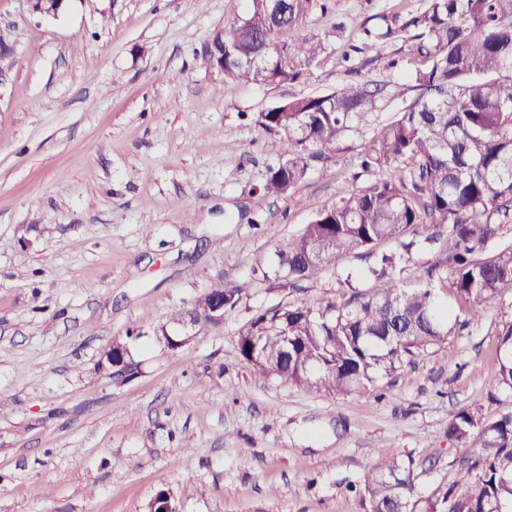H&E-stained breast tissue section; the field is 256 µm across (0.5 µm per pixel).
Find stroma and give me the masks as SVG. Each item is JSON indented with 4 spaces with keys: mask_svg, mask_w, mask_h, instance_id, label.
<instances>
[{
    "mask_svg": "<svg viewBox=\"0 0 512 512\" xmlns=\"http://www.w3.org/2000/svg\"><path fill=\"white\" fill-rule=\"evenodd\" d=\"M424 3L313 7L301 26L325 41L313 64L243 84L206 47L245 0H69L56 17L0 0L14 46L0 59V512H146L162 490L178 512H363L354 488L378 448L412 463L426 498L455 477L458 408L512 414V395L490 386L510 296L475 320L455 305L462 329L364 395L254 378L238 350L256 312L373 295L365 257L347 262L350 289L327 271L273 288L242 258L272 262L317 210L373 180L361 157L415 98L394 91L419 64L402 26ZM351 81L379 89L376 121L287 196H264L282 141L260 112ZM446 273L427 248L400 286ZM219 281L249 282L242 304L178 348L160 342ZM116 342L130 372L105 356Z\"/></svg>",
    "mask_w": 512,
    "mask_h": 512,
    "instance_id": "1",
    "label": "stroma"
}]
</instances>
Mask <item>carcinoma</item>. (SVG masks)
<instances>
[{
    "mask_svg": "<svg viewBox=\"0 0 512 512\" xmlns=\"http://www.w3.org/2000/svg\"><path fill=\"white\" fill-rule=\"evenodd\" d=\"M247 2L244 15L224 30V77L269 84L299 78L324 50L322 41L300 34L316 0ZM406 26L416 30L410 50L423 62L407 86L417 96L361 161L374 181L319 209L277 251L272 271L258 263L252 271L282 287L322 270L349 284V257L371 252L381 240L398 250L370 269L376 292L367 300L355 293L322 311L301 301L255 315L240 335L239 352L260 377L360 395L377 389L405 359L453 335L448 304L433 289L405 291L388 273L414 261L419 226L434 228L423 242L444 255L454 297L473 314L512 296V244L498 245L512 225V0H426ZM382 108L367 84L350 83L260 113V126L284 144L262 193L288 194L309 160L332 158L345 133ZM247 288L217 282L174 320L207 324L212 299L224 298V310H233ZM496 358L491 384L512 391V319L503 323ZM447 433L460 457L449 487L419 496L412 464L383 448L359 491L364 512H512V415L489 418L463 407Z\"/></svg>",
    "mask_w": 512,
    "mask_h": 512,
    "instance_id": "carcinoma-1",
    "label": "carcinoma"
}]
</instances>
